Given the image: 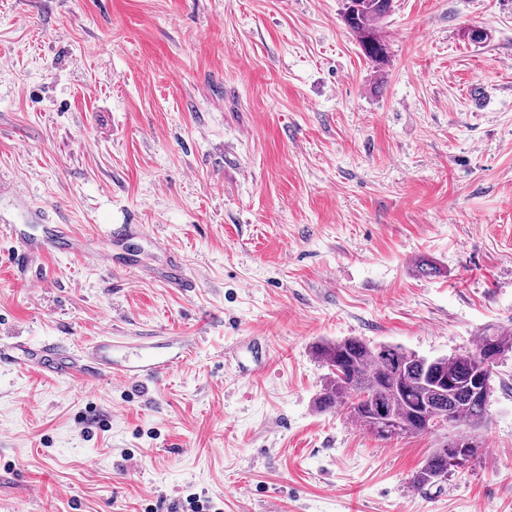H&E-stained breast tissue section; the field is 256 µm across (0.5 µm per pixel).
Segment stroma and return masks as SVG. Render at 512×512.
<instances>
[{
  "instance_id": "35a3bbf8",
  "label": "stroma",
  "mask_w": 512,
  "mask_h": 512,
  "mask_svg": "<svg viewBox=\"0 0 512 512\" xmlns=\"http://www.w3.org/2000/svg\"><path fill=\"white\" fill-rule=\"evenodd\" d=\"M341 8L0 0V342L195 339L147 383L0 366V512H512V358L480 462L417 489L448 435L317 411L311 354L512 328V0H394L379 66ZM46 224L83 249L21 285Z\"/></svg>"
}]
</instances>
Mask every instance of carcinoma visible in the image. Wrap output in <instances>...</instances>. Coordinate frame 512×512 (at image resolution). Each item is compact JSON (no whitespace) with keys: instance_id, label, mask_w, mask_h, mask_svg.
I'll list each match as a JSON object with an SVG mask.
<instances>
[{"instance_id":"carcinoma-1","label":"carcinoma","mask_w":512,"mask_h":512,"mask_svg":"<svg viewBox=\"0 0 512 512\" xmlns=\"http://www.w3.org/2000/svg\"><path fill=\"white\" fill-rule=\"evenodd\" d=\"M392 7L393 0H344L342 19L372 62L384 59L380 29ZM487 348L494 349L501 361L511 355L512 329L489 325L474 348L431 360L400 346L371 345L353 337L322 341L312 346L314 358L327 368L315 405L321 412L347 413L384 440L390 439L380 431L385 415L400 424L398 438L428 432L425 423L434 418L449 417L468 429L470 434L433 449L412 476L413 487L431 486L439 476L454 471L448 465L453 453L463 456L464 467L480 458L473 433L487 426L489 402L475 399L472 387L483 377L477 356Z\"/></svg>"}]
</instances>
